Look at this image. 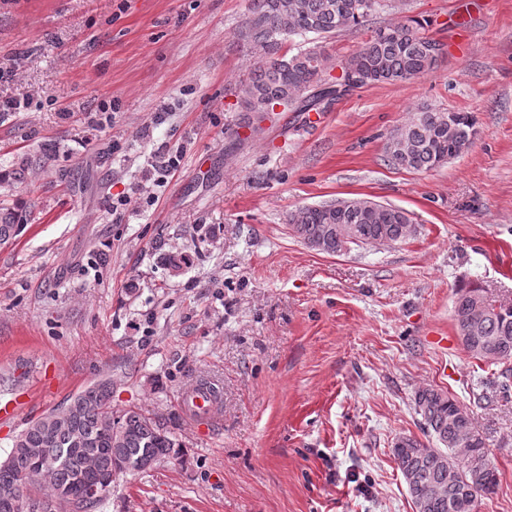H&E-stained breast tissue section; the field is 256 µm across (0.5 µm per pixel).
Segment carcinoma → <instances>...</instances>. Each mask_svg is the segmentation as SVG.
Listing matches in <instances>:
<instances>
[{
    "label": "carcinoma",
    "instance_id": "cac0c4a2",
    "mask_svg": "<svg viewBox=\"0 0 512 512\" xmlns=\"http://www.w3.org/2000/svg\"><path fill=\"white\" fill-rule=\"evenodd\" d=\"M246 21L238 39L257 51L262 63L241 84L237 126L246 125L257 134L261 113L274 114L280 104L286 112L320 109L324 100L342 95L325 78L329 56L324 42L336 33L364 26L374 13L384 9L383 0H248ZM424 23L406 18L380 28L346 64L363 71L360 85L394 84L423 77L436 66L443 44L424 34ZM474 117L467 112H437L424 109L397 129L386 143L388 162L416 171L432 170L458 155L470 140ZM34 220L26 203L0 206V245L11 243L24 225ZM409 214L386 206L377 217L367 218L349 210L336 224L358 226L360 244L375 246L384 237L389 243L408 238ZM292 233L303 243L322 242V252L341 251L337 233L329 230L323 206L302 207L288 215ZM453 318L463 346L476 359L481 351L499 355L503 369L500 388L512 387V304L499 303L478 283L456 291ZM414 409L425 436L435 447L423 448L415 436L403 435L393 444L399 471L413 473L410 493L415 512H471L469 483L478 481L481 498L494 494L499 474L491 463L476 472L462 471L448 483V469L459 467V455L490 454L487 438L479 431L473 414L460 416V402L433 387L418 390ZM178 447L161 422L137 409L112 412V379H100L78 392L70 403L28 423L16 436L5 460L0 461V495L12 490L17 512H96L102 499H79L78 478L106 477L115 464L141 458L145 471ZM48 448L68 450L65 467L49 472L41 454Z\"/></svg>",
    "mask_w": 512,
    "mask_h": 512
}]
</instances>
